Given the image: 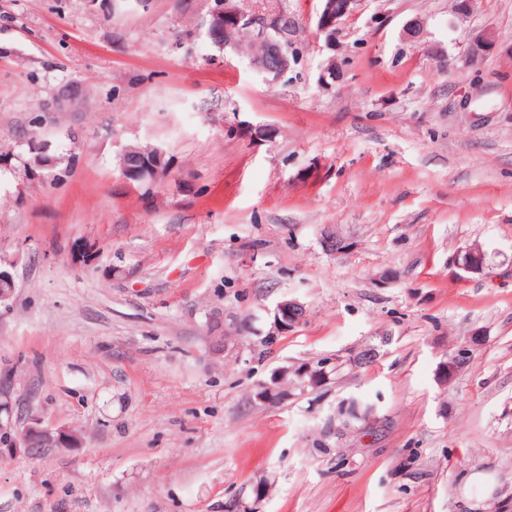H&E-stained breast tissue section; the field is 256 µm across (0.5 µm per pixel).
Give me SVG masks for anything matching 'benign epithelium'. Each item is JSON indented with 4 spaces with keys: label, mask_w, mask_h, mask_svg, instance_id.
<instances>
[{
    "label": "benign epithelium",
    "mask_w": 512,
    "mask_h": 512,
    "mask_svg": "<svg viewBox=\"0 0 512 512\" xmlns=\"http://www.w3.org/2000/svg\"><path fill=\"white\" fill-rule=\"evenodd\" d=\"M321 9L317 14V33L331 41L355 11L358 0H320ZM288 20L284 11H268L260 7L250 11L241 9L237 0H217L207 20L208 35L212 39L228 30L237 29L250 39L263 41L266 47L263 53L251 59L252 67L265 78L273 80L281 77L291 68L292 41L281 30V23ZM494 40L487 33H478L468 41L466 55L473 64L478 63L493 47ZM168 170V161L162 151L147 163L132 147L127 148L121 157L123 177L129 181H139L150 174L158 179ZM453 265L464 274H481L485 268V253L476 246L466 247L456 254ZM306 310L296 300L280 302L274 313V327L285 330L288 326L303 319ZM258 400L267 405L281 404L288 399V393L276 390L268 382L257 384ZM80 437L75 432L44 422L37 416L30 417L25 423L13 422L10 408L0 403V447L24 448L38 453L45 448L76 446Z\"/></svg>",
    "instance_id": "1"
}]
</instances>
